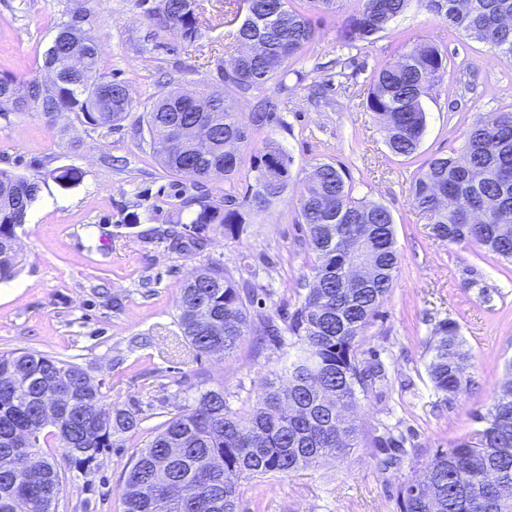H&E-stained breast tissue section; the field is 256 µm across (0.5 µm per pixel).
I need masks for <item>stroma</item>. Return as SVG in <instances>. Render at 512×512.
Instances as JSON below:
<instances>
[{
	"mask_svg": "<svg viewBox=\"0 0 512 512\" xmlns=\"http://www.w3.org/2000/svg\"><path fill=\"white\" fill-rule=\"evenodd\" d=\"M158 0H95L94 32L102 67L125 82L136 108L106 131L72 122L67 134L37 110L0 114V168L34 173L72 166L80 180L48 182L17 229L22 259L16 278L0 282V353L38 352L83 365L107 402L139 411L138 432L109 448L89 474L69 471L55 512H123L126 473L153 429L190 405L199 391L223 388L239 410L281 371L292 348L284 319L298 307L314 256L297 222V198L315 166L342 168L352 195L386 207L394 219L399 263L387 297L368 326L363 360L382 364L362 402L366 428L405 439V455L381 469L371 449L326 460L288 477L243 485L239 512H398L396 493L413 464L478 428L494 389L512 374V264L480 245L437 238L411 203L414 177L439 157L459 156L477 116L512 109V65L489 45L449 29L423 0L384 32L345 45L339 32L358 0L334 13L311 12L316 39L282 80L237 97L244 125L256 104L274 102V122L239 145L242 157L267 140L291 156L288 199L254 217L238 238L211 231L200 248L172 249L167 232L176 180L141 134V115L161 89L219 90L218 68L237 54L224 23V0H200L201 35L155 47L146 12ZM72 0H0V74L45 79L42 57ZM417 45L448 58L444 79L423 97L426 130L409 157L393 154L367 109L374 74ZM249 270L251 329L232 355H197L177 325L179 292L195 269ZM457 324L469 357L456 394L438 392L427 373L437 325Z\"/></svg>",
	"mask_w": 512,
	"mask_h": 512,
	"instance_id": "stroma-1",
	"label": "stroma"
}]
</instances>
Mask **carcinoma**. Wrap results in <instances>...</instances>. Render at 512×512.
<instances>
[{
    "mask_svg": "<svg viewBox=\"0 0 512 512\" xmlns=\"http://www.w3.org/2000/svg\"><path fill=\"white\" fill-rule=\"evenodd\" d=\"M295 0H254L251 17L233 35L262 52L232 55L219 67L224 88L238 95L288 73V65L315 40L307 10ZM410 0H359L341 30L351 46L386 29ZM448 27L490 45L512 63V0H426ZM199 0H159L151 9L154 38L174 33L193 42L200 34ZM79 63L62 39L47 49L43 68L55 71L46 82L20 83L0 77V113L23 112L15 88L64 132L63 118L74 117L95 129L112 130L134 109L126 85L100 68V47L90 30ZM445 55L435 46H418L373 77L367 109L387 131L390 150L413 154L426 127L422 96L445 73ZM143 121L160 164L189 182L198 193L184 198L192 210L195 242L210 225L235 237L260 212L284 199L287 180H264L263 168L290 166L276 141L265 142L249 158L252 183L241 196L203 191L209 181H229L243 158L230 157L226 141L246 142L249 131L225 92L200 102L190 90H170L143 112ZM463 155L436 158L411 185V202L429 216L434 234L451 243L476 242L512 263V109L479 117L465 133ZM319 177L306 180L297 199L298 223L306 226L315 255L312 286L289 317L288 332L298 351L282 374L266 381L246 410L230 408L221 388L199 393L191 407L165 420L136 451L124 488V512H237L241 487L270 475L287 477L324 458L343 460L354 449H375L383 468L405 453L403 439L386 431L364 430L359 412L381 369L359 359L364 332L392 283L399 254L391 213L351 196L345 172L332 163L316 166ZM67 186L80 179L74 168L57 167L32 175L0 169V282L18 273L16 228L26 223L48 180ZM451 191L461 207L485 216L482 224L438 206L440 192ZM370 268L368 280L345 287L350 264ZM178 325L197 354L218 347L224 355L239 347L250 324L240 283L215 266H203L180 289ZM428 351V375L437 391L461 389L458 367L466 360L458 327L439 324ZM481 428L436 451L425 468L412 467L397 493L399 512H512V378L500 384ZM140 426L138 410L110 405L87 370L70 361L29 351L0 354V512H54L61 491L60 463L81 473L97 466L104 449ZM57 440L61 457H39L29 470L25 457L40 452L44 431ZM435 497L418 492L428 479Z\"/></svg>",
    "mask_w": 512,
    "mask_h": 512,
    "instance_id": "1",
    "label": "carcinoma"
}]
</instances>
